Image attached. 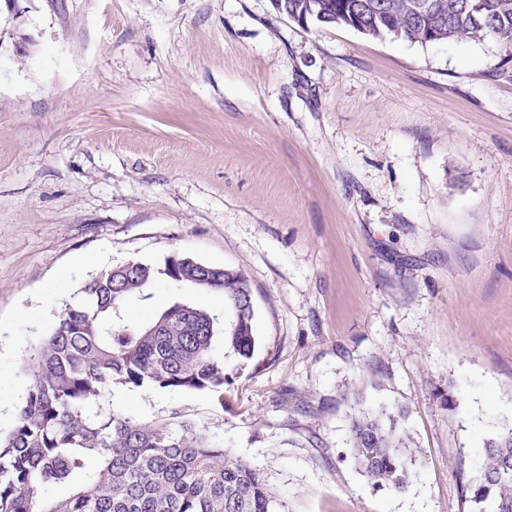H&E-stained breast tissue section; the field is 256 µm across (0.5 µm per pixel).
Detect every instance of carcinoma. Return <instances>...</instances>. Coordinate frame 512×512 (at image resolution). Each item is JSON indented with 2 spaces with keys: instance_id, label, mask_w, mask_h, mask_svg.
Listing matches in <instances>:
<instances>
[{
  "instance_id": "cac0c4a2",
  "label": "carcinoma",
  "mask_w": 512,
  "mask_h": 512,
  "mask_svg": "<svg viewBox=\"0 0 512 512\" xmlns=\"http://www.w3.org/2000/svg\"><path fill=\"white\" fill-rule=\"evenodd\" d=\"M272 0L309 25L341 24L371 37L429 45L495 38L512 54V0ZM81 288L50 333L28 346L27 385L10 431L0 434V512H281L261 469L184 421L145 424L107 406L115 386L224 391L252 358V291L239 271L205 270L184 257L124 263ZM159 279L224 293V319L177 301L142 323L127 303ZM227 353L219 355L216 343ZM350 454L369 482L402 494L415 476L397 408L352 416ZM476 512H512V428L486 441ZM67 489L63 497L47 490Z\"/></svg>"
}]
</instances>
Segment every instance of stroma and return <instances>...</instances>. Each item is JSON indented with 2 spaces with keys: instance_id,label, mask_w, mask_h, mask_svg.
<instances>
[{
  "instance_id": "obj_1",
  "label": "stroma",
  "mask_w": 512,
  "mask_h": 512,
  "mask_svg": "<svg viewBox=\"0 0 512 512\" xmlns=\"http://www.w3.org/2000/svg\"><path fill=\"white\" fill-rule=\"evenodd\" d=\"M242 272L257 346L224 385L117 386L256 464L284 512H471L512 426V60L308 28L271 0H18L0 10V431L24 350L102 269ZM213 289L154 283L126 317ZM400 408L418 474L374 488L355 409Z\"/></svg>"
}]
</instances>
